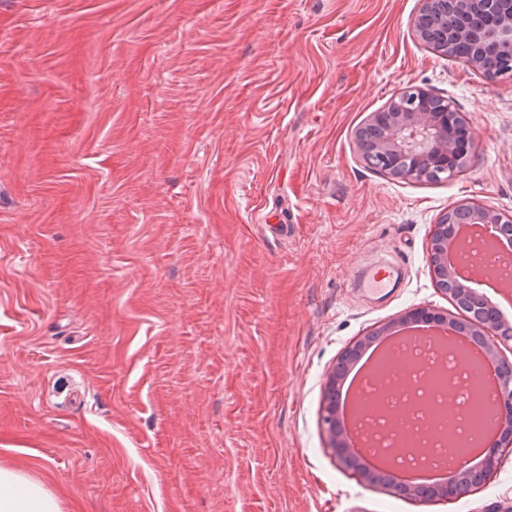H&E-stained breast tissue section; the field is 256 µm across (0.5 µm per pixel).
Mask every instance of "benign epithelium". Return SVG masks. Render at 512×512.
I'll return each mask as SVG.
<instances>
[{"mask_svg": "<svg viewBox=\"0 0 512 512\" xmlns=\"http://www.w3.org/2000/svg\"><path fill=\"white\" fill-rule=\"evenodd\" d=\"M478 8L486 45L512 50V0H423L422 14L429 16V21L416 20V35L426 40L435 34L446 52L462 34L456 25L448 24V15L458 17ZM400 97L402 102L391 103L387 111L370 113L356 131V145L362 157L371 165L380 164L382 172L397 178L420 180L432 172L455 174L474 148L463 114L450 111L445 98L441 99L440 108H434L430 100L435 95L421 87H408ZM489 228L512 233V214L466 201L444 213L429 235V268L435 287L449 296L464 317L427 306L409 308L353 340L326 374L322 423L328 448L369 485L388 488L417 502L455 501L491 479L502 453L512 452V362L502 353V347L512 344V325L503 324L498 311L470 288L473 268L462 262L466 253L493 242L494 236L486 233ZM414 323L430 324L432 338L443 343L438 352L443 359L448 357L449 346L463 345L456 333L461 331L472 337L476 345L472 354L490 376L491 407L498 413L487 431L484 447L479 449L481 468L474 471L460 464L446 483L431 487L402 479L400 458L406 450L398 444L376 449L377 464H368L371 432L357 421L350 426L342 424L347 409L338 400L340 380L356 354L374 340L395 336L399 328ZM435 431L444 436L440 448L459 447L460 434L454 423L439 424Z\"/></svg>", "mask_w": 512, "mask_h": 512, "instance_id": "benign-epithelium-1", "label": "benign epithelium"}]
</instances>
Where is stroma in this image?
<instances>
[{"label": "stroma", "instance_id": "1", "mask_svg": "<svg viewBox=\"0 0 512 512\" xmlns=\"http://www.w3.org/2000/svg\"><path fill=\"white\" fill-rule=\"evenodd\" d=\"M423 0H0V466L63 512H512V453L456 501L365 484L324 380L357 336L452 309L431 228L512 213V75L448 61ZM464 113L439 183L356 130L405 87ZM393 258L379 294L356 275Z\"/></svg>", "mask_w": 512, "mask_h": 512}]
</instances>
